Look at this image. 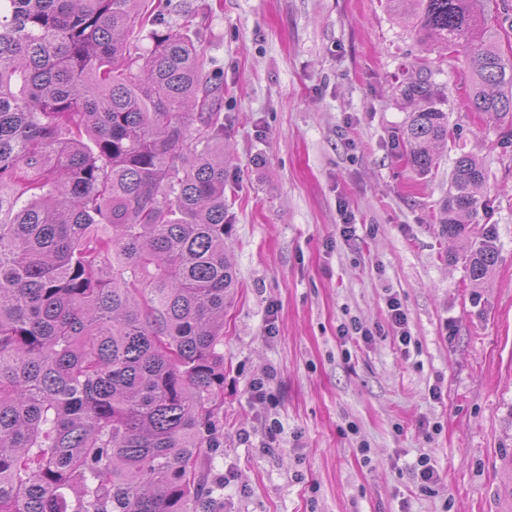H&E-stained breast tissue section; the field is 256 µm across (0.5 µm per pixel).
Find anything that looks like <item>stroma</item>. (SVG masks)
<instances>
[{
	"label": "stroma",
	"mask_w": 512,
	"mask_h": 512,
	"mask_svg": "<svg viewBox=\"0 0 512 512\" xmlns=\"http://www.w3.org/2000/svg\"><path fill=\"white\" fill-rule=\"evenodd\" d=\"M188 12L224 71L237 276L224 452L204 463L216 512H512V122L470 110L464 53L437 58L380 0H169L164 18ZM425 59L457 139L419 176L393 147L395 90ZM462 150L485 163L474 222L498 250L479 285L439 233ZM353 321L371 338L342 342ZM421 457L429 492L410 475Z\"/></svg>",
	"instance_id": "1"
}]
</instances>
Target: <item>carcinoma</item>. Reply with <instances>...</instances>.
<instances>
[{
  "mask_svg": "<svg viewBox=\"0 0 512 512\" xmlns=\"http://www.w3.org/2000/svg\"><path fill=\"white\" fill-rule=\"evenodd\" d=\"M412 5L419 42L462 49L475 112L512 115V60L484 0ZM161 0H0V512H213L220 453L224 82L195 17ZM148 41L144 53L134 44ZM423 63L398 139L419 176L452 137ZM199 123L188 136V121ZM460 154L439 220L481 283L497 248L465 217L486 189Z\"/></svg>",
  "mask_w": 512,
  "mask_h": 512,
  "instance_id": "obj_1",
  "label": "carcinoma"
}]
</instances>
